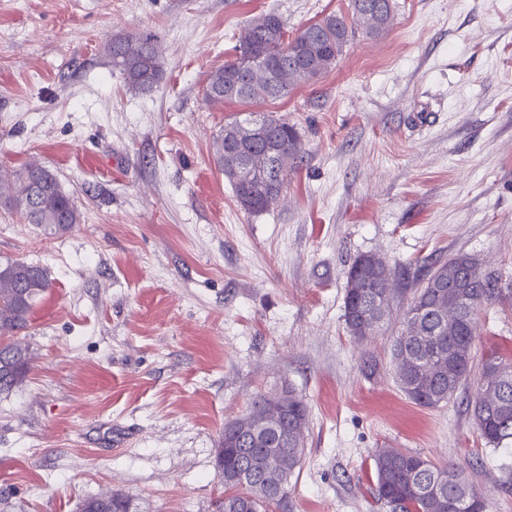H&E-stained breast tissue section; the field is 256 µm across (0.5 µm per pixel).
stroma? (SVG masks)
Returning a JSON list of instances; mask_svg holds the SVG:
<instances>
[{"instance_id": "35a3bbf8", "label": "stroma", "mask_w": 512, "mask_h": 512, "mask_svg": "<svg viewBox=\"0 0 512 512\" xmlns=\"http://www.w3.org/2000/svg\"><path fill=\"white\" fill-rule=\"evenodd\" d=\"M349 0H0V169H50L84 219L51 234L0 205V262L45 269L24 383L0 393V512H75L114 490L138 512H224L215 450L259 391L308 405L305 453L268 512H383L378 449L459 465L512 512V444L478 434L476 384L424 408L390 347L412 290L476 259L496 289L474 359L512 357V0H396L383 36L257 106L205 89L247 21L289 35ZM156 35L165 75L130 89L104 52ZM294 125L279 200L250 213L211 158L250 110ZM402 273L364 341L344 320L362 254Z\"/></svg>"}]
</instances>
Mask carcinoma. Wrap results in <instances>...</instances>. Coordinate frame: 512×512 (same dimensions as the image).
I'll use <instances>...</instances> for the list:
<instances>
[{
    "mask_svg": "<svg viewBox=\"0 0 512 512\" xmlns=\"http://www.w3.org/2000/svg\"><path fill=\"white\" fill-rule=\"evenodd\" d=\"M385 0H349L347 14H328L304 27L294 37L282 16L260 13L244 27L233 47V58L215 70L206 95L214 102L257 103L288 96L296 82H314L336 66L348 43L362 33L379 37L392 25L395 8ZM112 68L131 89L150 92L164 79V66L156 40L149 33L118 35L105 46ZM261 122V133L249 124ZM299 136L294 125L272 112H250L224 123L212 143L215 166L234 189L237 202L248 212L266 211L280 196L288 161L294 159ZM252 163L250 178L239 174L242 162ZM0 203L28 224L63 234L82 222L69 193L44 166L30 163L2 179ZM457 267L448 276L429 274L414 289L404 313V328L392 343L394 374L401 391L415 404L437 408L450 402L468 383L473 371L479 381L500 369L512 370V359L495 353L474 364L472 341L476 316L460 312L455 304L462 294L482 305L495 295L492 282L481 271L458 276L474 259L455 257ZM347 281L344 317L348 329L390 310L391 289L373 262L359 256ZM46 272L38 265L18 260L0 263V392L20 386L30 369L31 352L20 333L25 330L40 297L48 290ZM475 427L487 443L512 442V378L500 385L487 383L473 401ZM304 399L288 390V437L271 435L257 443L240 434L238 422L224 423V512H264L282 501L299 466L307 427ZM373 467L374 498L389 512H487L482 492L450 464L436 466L418 453L381 448ZM247 482L240 486L239 476ZM79 512H133V501L121 493L87 498Z\"/></svg>",
    "mask_w": 512,
    "mask_h": 512,
    "instance_id": "obj_1",
    "label": "carcinoma"
}]
</instances>
